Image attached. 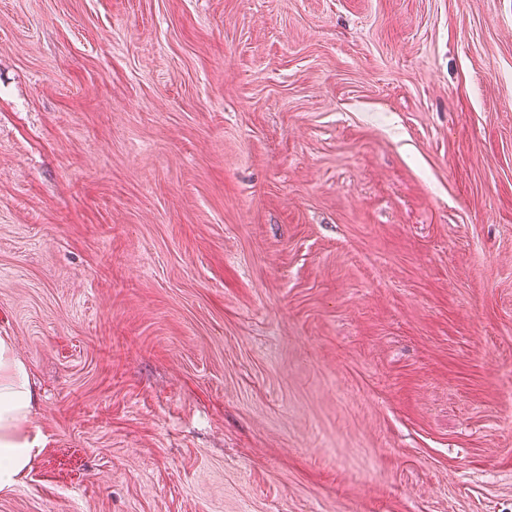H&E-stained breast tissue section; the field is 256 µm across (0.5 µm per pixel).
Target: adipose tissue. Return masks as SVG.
<instances>
[{
	"label": "adipose tissue",
	"instance_id": "obj_1",
	"mask_svg": "<svg viewBox=\"0 0 512 512\" xmlns=\"http://www.w3.org/2000/svg\"><path fill=\"white\" fill-rule=\"evenodd\" d=\"M37 404L26 363L0 336V491L14 489L40 445L27 422Z\"/></svg>",
	"mask_w": 512,
	"mask_h": 512
}]
</instances>
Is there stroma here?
I'll list each match as a JSON object with an SVG mask.
<instances>
[{
    "mask_svg": "<svg viewBox=\"0 0 512 512\" xmlns=\"http://www.w3.org/2000/svg\"><path fill=\"white\" fill-rule=\"evenodd\" d=\"M0 512H512V0H0ZM36 404L26 363L0 336V491L13 490L39 452V435L26 427Z\"/></svg>",
    "mask_w": 512,
    "mask_h": 512,
    "instance_id": "1",
    "label": "stroma"
}]
</instances>
